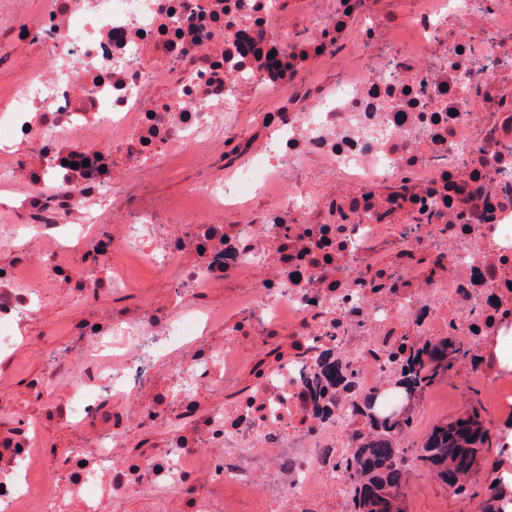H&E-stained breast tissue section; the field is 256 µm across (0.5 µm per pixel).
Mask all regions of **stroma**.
Returning <instances> with one entry per match:
<instances>
[{
	"label": "stroma",
	"instance_id": "1",
	"mask_svg": "<svg viewBox=\"0 0 512 512\" xmlns=\"http://www.w3.org/2000/svg\"><path fill=\"white\" fill-rule=\"evenodd\" d=\"M50 3L51 0H0V114L11 111L15 89L38 71L43 43L32 29ZM421 4L422 0H366L368 14L386 23L376 34L379 46L390 48ZM223 155L224 136L218 133L212 137L210 153L204 160L182 158L169 164L152 161L144 167L134 194L143 203L157 201L174 208L188 207L186 193L191 185L204 180L223 181ZM133 273L134 287L119 296L95 295L81 301L63 286L44 289V306L18 331L11 374L0 385V425L38 419L46 400L30 382L42 375L49 356L79 346V337L66 335V328L107 317L115 310L158 306L167 300L166 275L138 263L134 264ZM485 358L479 367L467 362L456 366L426 391L424 399L410 405L411 410L423 412L424 400L433 404L430 413H423L418 430L408 437L409 443L416 446L435 424L473 409L490 422L495 441L479 457L470 512H480L479 504L496 476L512 473V445L504 449L498 443L504 434L503 420L512 417V338L488 339ZM404 507L405 512H458L459 499L412 459L408 462Z\"/></svg>",
	"mask_w": 512,
	"mask_h": 512
}]
</instances>
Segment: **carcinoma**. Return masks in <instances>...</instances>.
Here are the masks:
<instances>
[{
	"label": "carcinoma",
	"instance_id": "carcinoma-1",
	"mask_svg": "<svg viewBox=\"0 0 512 512\" xmlns=\"http://www.w3.org/2000/svg\"><path fill=\"white\" fill-rule=\"evenodd\" d=\"M483 338L475 336L469 342L455 337L427 339L400 351L394 385L404 388L413 398L431 387L441 376L463 361L478 363ZM321 387L334 388L336 393L350 392L352 383L339 361L323 368ZM376 394L359 396L360 413L368 419L365 431L354 434L355 448L351 451V480L355 493L351 498L352 512H403L407 462L410 449L400 446L399 437L408 427L411 417L403 415L393 421L380 420L372 414ZM491 439L490 429L481 415L473 411L451 421L434 425L425 437L416 459L432 472L457 497L472 498V478L477 473V458ZM505 477L489 484L488 498L482 512H506L512 499L504 494Z\"/></svg>",
	"mask_w": 512,
	"mask_h": 512
}]
</instances>
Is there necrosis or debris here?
Wrapping results in <instances>:
<instances>
[{
	"instance_id": "1",
	"label": "necrosis or debris",
	"mask_w": 512,
	"mask_h": 512,
	"mask_svg": "<svg viewBox=\"0 0 512 512\" xmlns=\"http://www.w3.org/2000/svg\"><path fill=\"white\" fill-rule=\"evenodd\" d=\"M326 4L331 25L307 37L289 27L285 0H51L38 20L45 66L4 116L19 156L4 180L24 194V221L0 249L21 236L41 247L0 265V365L42 287L121 293L133 285L125 253L171 285L163 306L76 328L79 357L54 360L38 379L47 420L79 440L57 459L44 512L76 501L101 512L104 498L131 491L152 504L180 499L184 512H235L228 486L259 512L344 504L358 395L395 371L400 344L500 334L512 309V0H430L407 24L412 40L390 53L376 50L379 23L359 0ZM353 26L362 53L336 83L295 84L342 50ZM247 91L284 96L262 121L260 160L237 122ZM219 127L224 185L200 182L189 196L232 225L137 205L110 170L117 157L139 169L204 154ZM74 157L80 166H69ZM311 161L324 186L313 194L300 183ZM106 195L114 222L91 231L92 203ZM70 240L80 265L61 259ZM385 242L399 249L395 264L379 257ZM259 268L223 308L204 303L213 283ZM26 269L39 287L24 286ZM280 336L287 352L250 361ZM327 356L354 390L327 392L320 412L308 383ZM62 376L72 389L53 397ZM159 425L161 440L127 454L131 429ZM35 454L29 423L0 428V512L35 498ZM202 471L213 476L205 487Z\"/></svg>"
}]
</instances>
